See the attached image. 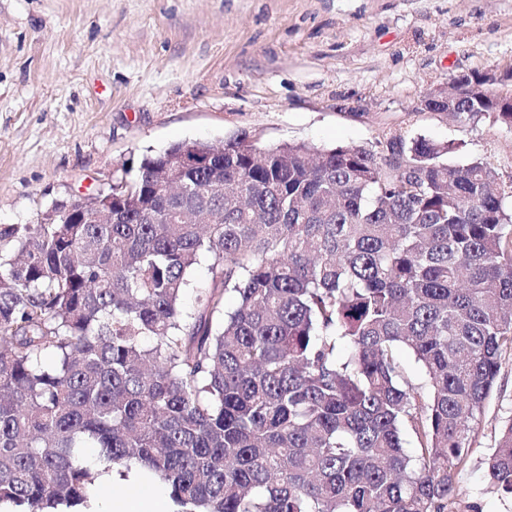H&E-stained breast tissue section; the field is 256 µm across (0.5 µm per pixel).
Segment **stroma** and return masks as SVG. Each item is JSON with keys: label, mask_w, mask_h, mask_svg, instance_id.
<instances>
[{"label": "stroma", "mask_w": 512, "mask_h": 512, "mask_svg": "<svg viewBox=\"0 0 512 512\" xmlns=\"http://www.w3.org/2000/svg\"><path fill=\"white\" fill-rule=\"evenodd\" d=\"M488 69L512 70V0H0V224L241 131L318 149L399 131L450 145L452 166L491 157L506 180L512 127L421 106ZM510 421L507 353L449 512H512L483 464Z\"/></svg>", "instance_id": "stroma-1"}]
</instances>
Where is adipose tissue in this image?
<instances>
[{"instance_id":"obj_1","label":"adipose tissue","mask_w":512,"mask_h":512,"mask_svg":"<svg viewBox=\"0 0 512 512\" xmlns=\"http://www.w3.org/2000/svg\"><path fill=\"white\" fill-rule=\"evenodd\" d=\"M86 512H169L163 485L151 474L118 469L104 474Z\"/></svg>"}]
</instances>
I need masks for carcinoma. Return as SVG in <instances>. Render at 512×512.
<instances>
[{
    "label": "carcinoma",
    "instance_id": "1",
    "mask_svg": "<svg viewBox=\"0 0 512 512\" xmlns=\"http://www.w3.org/2000/svg\"><path fill=\"white\" fill-rule=\"evenodd\" d=\"M484 81L455 77L434 110L512 127ZM377 144L241 132L186 170L216 146L180 142L81 202L101 223L1 224L0 502L82 504L97 473L75 454L97 448L156 473L175 512H448L512 352V183L425 138ZM485 467L512 495V421ZM212 277L213 276L207 262H202L196 266L192 275L191 286L185 291L181 300V307L183 311H193L197 293L205 288H209Z\"/></svg>",
    "mask_w": 512,
    "mask_h": 512
}]
</instances>
